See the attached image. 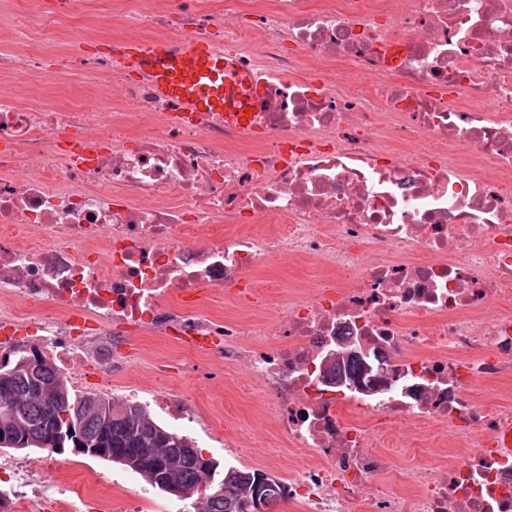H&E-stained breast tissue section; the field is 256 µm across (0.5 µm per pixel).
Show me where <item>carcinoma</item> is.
Segmentation results:
<instances>
[{"label": "carcinoma", "mask_w": 512, "mask_h": 512, "mask_svg": "<svg viewBox=\"0 0 512 512\" xmlns=\"http://www.w3.org/2000/svg\"><path fill=\"white\" fill-rule=\"evenodd\" d=\"M12 355L0 361V421L7 408L18 413L7 448L59 453L68 444L78 450L95 446L97 458L121 464L165 493L176 485L182 491L178 499L191 501L194 512H255L253 487L261 478L262 512H267L276 493L267 475L227 467L224 496L215 497L202 476L206 469L219 470V462L204 457L188 437L158 424L144 406L95 393L73 397L61 370L46 355L27 346ZM99 403L112 406L107 423L97 413Z\"/></svg>", "instance_id": "obj_1"}]
</instances>
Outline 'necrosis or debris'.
Returning a JSON list of instances; mask_svg holds the SVG:
<instances>
[{"mask_svg":"<svg viewBox=\"0 0 512 512\" xmlns=\"http://www.w3.org/2000/svg\"><path fill=\"white\" fill-rule=\"evenodd\" d=\"M73 23L58 53L81 101L24 98L48 68L0 0V348L36 342L200 420L170 364L136 375L133 336L183 368L240 383L288 443L270 512H512V0H120ZM111 32L108 49L92 51ZM233 52L262 84L252 132L220 112L180 118L122 50L185 35ZM316 260L314 288L259 271ZM226 300L241 320L206 314ZM103 344L100 357L83 352ZM429 436L400 465L402 426ZM0 512H147L146 494L52 458L4 465ZM140 349L149 356H164L177 358L182 357V353L171 341H164L155 338H142L137 340Z\"/></svg>","mask_w":512,"mask_h":512,"instance_id":"necrosis-or-debris-1","label":"necrosis or debris"}]
</instances>
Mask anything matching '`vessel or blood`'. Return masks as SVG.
<instances>
[{
    "label": "vessel or blood",
    "mask_w": 512,
    "mask_h": 512,
    "mask_svg": "<svg viewBox=\"0 0 512 512\" xmlns=\"http://www.w3.org/2000/svg\"><path fill=\"white\" fill-rule=\"evenodd\" d=\"M125 60L183 111L221 112L238 128L250 129L252 113L260 103V85L240 67L234 54L189 36L176 46L156 43L145 48L128 47Z\"/></svg>",
    "instance_id": "b4317fda"
}]
</instances>
